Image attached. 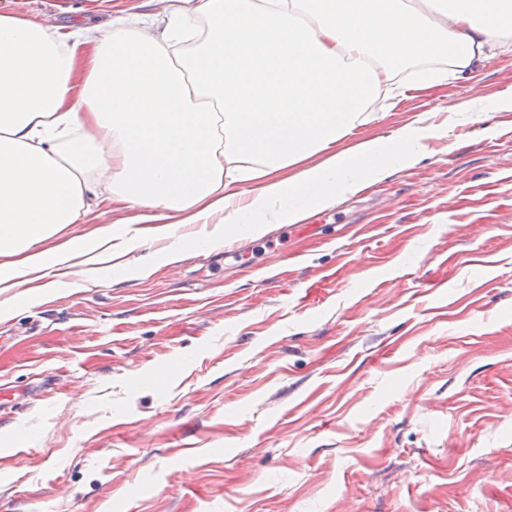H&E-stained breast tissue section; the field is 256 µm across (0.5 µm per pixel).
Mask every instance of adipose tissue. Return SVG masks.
Segmentation results:
<instances>
[{"mask_svg": "<svg viewBox=\"0 0 512 512\" xmlns=\"http://www.w3.org/2000/svg\"><path fill=\"white\" fill-rule=\"evenodd\" d=\"M164 2L157 32L118 17L105 35L63 34L0 15V288L100 248L41 247L86 216L97 176L160 236L207 224L218 241L228 225L303 221L279 171L301 165L297 189L325 207L417 160L429 136L417 124L358 144L354 168L335 146L399 95L408 62L447 59L450 72L421 71L425 85L464 79L512 30V0ZM200 21L204 38L175 56Z\"/></svg>", "mask_w": 512, "mask_h": 512, "instance_id": "adipose-tissue-1", "label": "adipose tissue"}]
</instances>
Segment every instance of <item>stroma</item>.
I'll return each mask as SVG.
<instances>
[{
    "label": "stroma",
    "instance_id": "35a3bbf8",
    "mask_svg": "<svg viewBox=\"0 0 512 512\" xmlns=\"http://www.w3.org/2000/svg\"><path fill=\"white\" fill-rule=\"evenodd\" d=\"M161 9L0 0L64 33ZM375 115L337 150L418 120L420 159L300 225L0 292V512H512V47ZM90 206L62 238L134 215Z\"/></svg>",
    "mask_w": 512,
    "mask_h": 512
}]
</instances>
